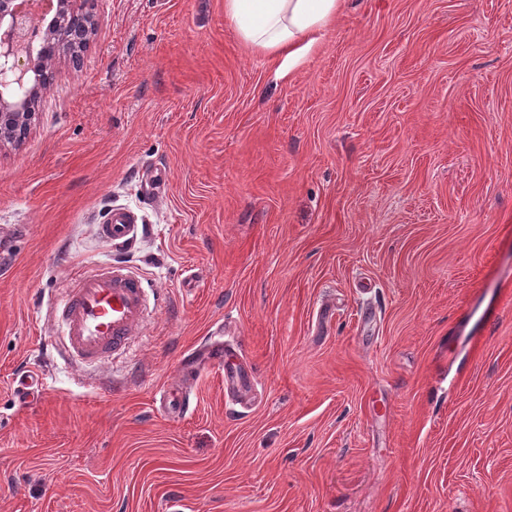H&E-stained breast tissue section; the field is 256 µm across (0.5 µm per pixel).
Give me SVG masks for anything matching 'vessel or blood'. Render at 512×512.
<instances>
[{
  "instance_id": "b4317fda",
  "label": "vessel or blood",
  "mask_w": 512,
  "mask_h": 512,
  "mask_svg": "<svg viewBox=\"0 0 512 512\" xmlns=\"http://www.w3.org/2000/svg\"><path fill=\"white\" fill-rule=\"evenodd\" d=\"M142 218L126 207L110 209L98 227L100 238L113 246L130 244ZM149 284L132 274L124 265L78 275L55 302L53 320L64 345L72 355L89 361H101L112 354L128 351L132 341L146 325V297ZM215 340L206 348L224 371V390L247 400L256 387L251 368L241 362L222 341L223 323H216ZM158 402L168 413L186 414L190 398L187 392L159 390Z\"/></svg>"
}]
</instances>
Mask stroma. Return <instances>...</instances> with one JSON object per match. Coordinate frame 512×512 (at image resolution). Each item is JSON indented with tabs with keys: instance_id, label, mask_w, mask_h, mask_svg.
Returning a JSON list of instances; mask_svg holds the SVG:
<instances>
[{
	"instance_id": "1",
	"label": "stroma",
	"mask_w": 512,
	"mask_h": 512,
	"mask_svg": "<svg viewBox=\"0 0 512 512\" xmlns=\"http://www.w3.org/2000/svg\"><path fill=\"white\" fill-rule=\"evenodd\" d=\"M83 7L0 149V512H512V0H347L284 78L224 0ZM116 259L163 298L142 335L39 357ZM221 320L246 409L195 353ZM142 222V216L131 208H112L103 224H99L98 233L111 246L123 247L133 241L137 226ZM154 398L168 413L176 416L186 414L189 409L190 398L189 393L186 391L171 392L166 389H160L155 393Z\"/></svg>"
}]
</instances>
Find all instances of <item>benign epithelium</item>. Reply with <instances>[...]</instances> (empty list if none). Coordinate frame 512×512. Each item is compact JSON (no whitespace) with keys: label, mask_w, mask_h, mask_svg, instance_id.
<instances>
[{"label":"benign epithelium","mask_w":512,"mask_h":512,"mask_svg":"<svg viewBox=\"0 0 512 512\" xmlns=\"http://www.w3.org/2000/svg\"><path fill=\"white\" fill-rule=\"evenodd\" d=\"M78 2L0 0V147L19 145L38 118L34 108L47 91L40 58L54 63L61 38L87 42L97 30L99 20Z\"/></svg>","instance_id":"7a95c632"}]
</instances>
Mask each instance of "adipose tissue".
Here are the masks:
<instances>
[{
	"mask_svg": "<svg viewBox=\"0 0 512 512\" xmlns=\"http://www.w3.org/2000/svg\"><path fill=\"white\" fill-rule=\"evenodd\" d=\"M343 0H224V15L244 44L276 60L283 76L316 44V33L335 21Z\"/></svg>",
	"mask_w": 512,
	"mask_h": 512,
	"instance_id": "adipose-tissue-1",
	"label": "adipose tissue"
}]
</instances>
